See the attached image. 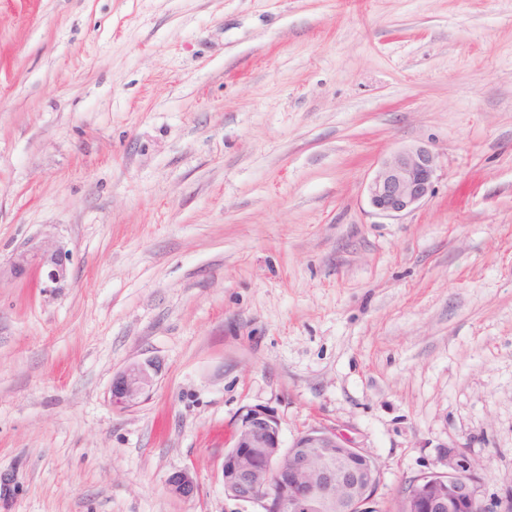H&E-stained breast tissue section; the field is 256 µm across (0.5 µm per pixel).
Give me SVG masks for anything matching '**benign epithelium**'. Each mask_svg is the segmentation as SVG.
I'll return each instance as SVG.
<instances>
[{
	"instance_id": "1",
	"label": "benign epithelium",
	"mask_w": 512,
	"mask_h": 512,
	"mask_svg": "<svg viewBox=\"0 0 512 512\" xmlns=\"http://www.w3.org/2000/svg\"><path fill=\"white\" fill-rule=\"evenodd\" d=\"M437 156L413 145L386 157L366 185L375 213L399 217L419 208L434 191ZM69 254L21 258V273L32 265L42 292L56 294L68 274ZM154 359L135 362L112 379L110 402L116 410L139 404L159 374ZM224 495L250 503L256 512H379L376 492L380 472L373 459L342 434L312 428L282 446L277 419L253 408L240 418L233 444L224 452ZM481 477L461 453L448 456L446 469L425 473L410 484L398 512H488L480 496ZM167 491L189 499L197 491L188 470L172 473Z\"/></svg>"
}]
</instances>
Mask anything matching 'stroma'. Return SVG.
<instances>
[{"label":"stroma","mask_w":512,"mask_h":512,"mask_svg":"<svg viewBox=\"0 0 512 512\" xmlns=\"http://www.w3.org/2000/svg\"><path fill=\"white\" fill-rule=\"evenodd\" d=\"M411 145L434 193L376 215ZM35 246L69 251L60 296L14 275ZM251 408L369 454L381 512L452 449L500 512L512 0H0V512H244ZM437 156L427 146L413 145L386 157L366 185L375 213L399 217L419 208L434 191ZM159 371V362L147 359L132 363L117 373L110 389L112 407L128 410L139 404L149 392ZM166 489L176 497L189 499L197 491V483L190 471L180 470L168 477Z\"/></svg>","instance_id":"35a3bbf8"}]
</instances>
